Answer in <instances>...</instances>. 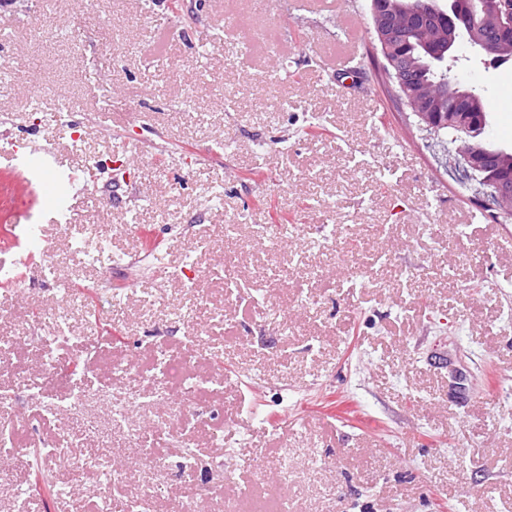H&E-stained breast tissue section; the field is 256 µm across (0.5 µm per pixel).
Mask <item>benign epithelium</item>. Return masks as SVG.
<instances>
[{
    "label": "benign epithelium",
    "instance_id": "7a95c632",
    "mask_svg": "<svg viewBox=\"0 0 512 512\" xmlns=\"http://www.w3.org/2000/svg\"><path fill=\"white\" fill-rule=\"evenodd\" d=\"M416 12L415 0H370V21L387 62L388 81L417 118L421 129L435 135L448 125L460 132L462 141L458 152L463 156L466 172L483 182L489 194L501 204L498 217L511 221L512 146L501 145L496 152L488 153L470 143L489 122V109L475 96L470 97L465 112H457L448 102L427 96L423 85L410 75V60L396 54L407 37L405 19ZM422 14L443 18L435 28L436 35L423 42V47L438 66L448 71L456 61L455 48L462 40L475 55L488 56L493 32L502 33L494 58H512V42L505 35L512 29V0H477V6L471 8L464 7L462 0H424Z\"/></svg>",
    "mask_w": 512,
    "mask_h": 512
}]
</instances>
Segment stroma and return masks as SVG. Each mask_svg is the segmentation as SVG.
Masks as SVG:
<instances>
[{"label": "stroma", "instance_id": "stroma-1", "mask_svg": "<svg viewBox=\"0 0 512 512\" xmlns=\"http://www.w3.org/2000/svg\"><path fill=\"white\" fill-rule=\"evenodd\" d=\"M183 3L193 24L153 0L0 12V252L42 229L7 285L0 392L24 398L52 359L96 379L75 411L56 409L57 382L0 405V512H101L155 485L153 512H512V222L379 85L373 29L349 78L330 56L335 18L307 0ZM457 54L454 75L493 114L488 139L512 145V62ZM31 73L61 122L33 126ZM32 126L53 170L99 169L54 216L10 154ZM65 223L109 252L91 260ZM67 284L100 285L97 313L71 308L50 351L34 318ZM161 360L163 384L143 381ZM179 399L190 425L151 440L163 470L122 455ZM47 444L71 462L100 449L130 480L56 465L66 492L43 504L26 488Z\"/></svg>", "mask_w": 512, "mask_h": 512}]
</instances>
